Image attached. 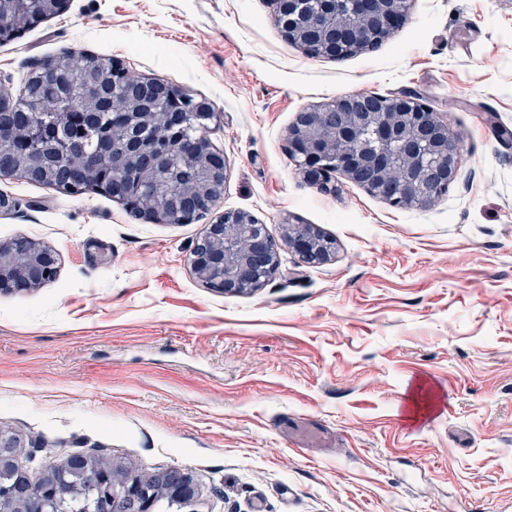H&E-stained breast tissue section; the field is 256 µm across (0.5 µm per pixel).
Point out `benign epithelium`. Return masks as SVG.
<instances>
[{"mask_svg": "<svg viewBox=\"0 0 512 512\" xmlns=\"http://www.w3.org/2000/svg\"><path fill=\"white\" fill-rule=\"evenodd\" d=\"M310 0H272L274 21L285 37L312 57L343 58L369 51L389 36L405 19L410 0H318V8H308ZM93 68L112 81H90L81 93L79 106L70 94L59 89L60 111L73 113L80 124L107 106L106 88L125 87L128 94L112 97V128L102 133L97 151L84 150L76 133L53 129L48 124L26 122L12 127L8 115L0 114V127H11L15 151L0 160V177H29L25 159L35 139L53 138L57 153L69 159H82V165L66 170L58 189L65 193L83 190L90 181L95 189L111 192L138 216L157 223H190L217 206L224 192L226 165L223 154L209 138L199 134L186 139L174 126L193 110L205 108L208 120L216 118L210 104L157 78L138 77L121 62L108 59L93 63ZM9 97L10 105L22 112L30 107L27 96L15 95L0 82V102ZM287 150L296 161L301 178L320 189H330L332 174L401 208L432 205L458 175L461 145L440 118L421 99L411 93L387 97L361 92L313 104L299 112L288 128ZM179 155L191 170L203 164L206 178L191 175L179 190L154 204L147 187L173 156ZM285 244L308 265L332 260L336 247L332 238L310 224L287 216L282 220L281 241L270 236L267 226L251 212L226 211L207 225L191 251L195 277L213 291L243 294L264 285L279 265L280 244ZM58 272L55 252L47 245L26 237L0 246V293L33 290L53 280ZM87 468L98 479L122 487L127 499L149 494L148 484L132 472L112 465H99L93 458L65 460L55 470L58 482ZM173 500L190 504L197 496L193 477L185 473L177 482L159 481ZM25 500L24 512H53L57 501L56 485L37 489L20 486L0 488V503Z\"/></svg>", "mask_w": 512, "mask_h": 512, "instance_id": "1", "label": "benign epithelium"}]
</instances>
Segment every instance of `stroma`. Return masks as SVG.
<instances>
[{
  "mask_svg": "<svg viewBox=\"0 0 512 512\" xmlns=\"http://www.w3.org/2000/svg\"><path fill=\"white\" fill-rule=\"evenodd\" d=\"M67 51L208 100L219 210L276 238L297 216L336 258L284 247L263 288L222 295L189 261L213 215L160 224L0 179V244L59 255L55 280L0 294V429L20 466L37 478L95 452L178 469L197 512H512V0H413L381 45L339 60L290 43L269 0H69L0 41V76L21 89ZM356 92L416 94L458 137L431 206L299 176L297 113ZM418 385L433 407L414 422Z\"/></svg>",
  "mask_w": 512,
  "mask_h": 512,
  "instance_id": "1",
  "label": "stroma"
}]
</instances>
